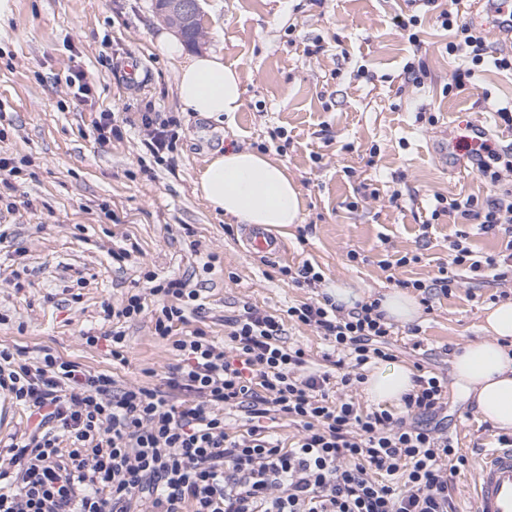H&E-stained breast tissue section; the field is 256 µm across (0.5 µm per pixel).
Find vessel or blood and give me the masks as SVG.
I'll return each instance as SVG.
<instances>
[{"instance_id":"1","label":"vessel or blood","mask_w":512,"mask_h":512,"mask_svg":"<svg viewBox=\"0 0 512 512\" xmlns=\"http://www.w3.org/2000/svg\"><path fill=\"white\" fill-rule=\"evenodd\" d=\"M251 252L276 255L281 241L260 226L245 230ZM474 512H512V446L488 448L480 457L474 486Z\"/></svg>"}]
</instances>
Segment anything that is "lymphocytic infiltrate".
Masks as SVG:
<instances>
[{"mask_svg": "<svg viewBox=\"0 0 512 512\" xmlns=\"http://www.w3.org/2000/svg\"><path fill=\"white\" fill-rule=\"evenodd\" d=\"M450 33L459 65L450 90L493 65L512 72V53H492L485 29L458 11L423 0ZM175 119L140 117L151 156L175 147ZM469 156L487 183L485 198L436 195L432 219L457 215L482 232L504 234L506 250L487 256L494 279L512 277V151L479 141ZM146 292L104 304L106 318L136 319L154 298V334L170 340L179 361L162 385L117 387L104 371L44 352L20 359L0 346V393L27 412L33 426L0 455V512H458L453 480L470 458L423 418L443 408L438 376H414L405 413L361 412L333 401L329 386L363 383V366L389 361L392 326L378 302L344 310L331 297L289 306L285 316L243 304L228 319L223 341L201 328L172 338L199 307L188 281L145 275ZM314 327L328 341L330 370L304 372L306 352L285 345V321ZM243 413L246 430L228 433L224 417ZM300 433L283 446L269 431L275 416Z\"/></svg>", "mask_w": 512, "mask_h": 512, "instance_id": "f902f5d3", "label": "lymphocytic infiltrate"}]
</instances>
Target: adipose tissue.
Masks as SVG:
<instances>
[{
    "label": "adipose tissue",
    "mask_w": 512,
    "mask_h": 512,
    "mask_svg": "<svg viewBox=\"0 0 512 512\" xmlns=\"http://www.w3.org/2000/svg\"><path fill=\"white\" fill-rule=\"evenodd\" d=\"M157 44L177 61L176 94L185 110L209 116L233 115L243 106V88L236 68L221 52L189 56L179 39L160 33ZM195 191L217 213L242 224L267 228L301 221L303 199L287 167L251 149H228L208 161ZM484 337L459 345L451 355L453 388L484 420L512 431V303L489 307ZM413 370L403 364L369 373L363 390L369 402L401 404L412 390Z\"/></svg>",
    "instance_id": "obj_1"
}]
</instances>
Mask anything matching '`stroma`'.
Segmentation results:
<instances>
[{
    "label": "stroma",
    "mask_w": 512,
    "mask_h": 512,
    "mask_svg": "<svg viewBox=\"0 0 512 512\" xmlns=\"http://www.w3.org/2000/svg\"><path fill=\"white\" fill-rule=\"evenodd\" d=\"M201 8L204 50L222 52L242 79L244 105L228 118L184 111L178 65L157 45L164 25L154 0H13L0 27V156L19 174L0 183V344L23 358L48 349L123 385L145 382L150 368L161 384L178 357L153 336L150 316L124 324L125 362L84 339L111 331L103 304L145 287V272L184 276L200 290L201 310L176 324L174 338L201 328L220 340L243 303L278 314L315 299L316 289L283 280L285 265L308 260L325 284L349 279L376 295L397 278L431 284L463 228L459 217L432 219L436 195L486 196L479 176L453 171L437 144L460 112L480 117L492 136L511 131L494 107L512 103V74L491 68L445 93L454 65L434 12L421 25L427 76L416 87L404 72L415 51L391 22L411 0H201ZM131 54L143 60L133 80L121 70ZM75 69L93 90L82 102L66 82ZM149 104L177 120L176 146L160 165L134 125ZM103 111L116 113L120 133L102 144ZM262 144L304 201L301 224L276 229L283 251L271 262L248 253L242 225L194 191L212 155ZM363 179L377 197L356 200ZM122 249L130 258L114 261ZM406 254L419 263L397 266ZM503 293L512 297V282L459 268L456 288L433 297L418 333L394 323L397 362L451 380L452 349L483 339L484 312ZM285 330L287 345L306 351L305 372L324 369L323 336L292 321ZM438 418L463 450L497 444L499 428L454 395Z\"/></svg>",
    "instance_id": "35a3bbf8"
}]
</instances>
